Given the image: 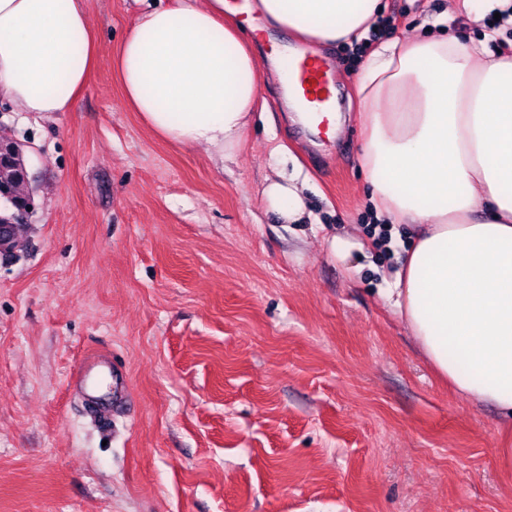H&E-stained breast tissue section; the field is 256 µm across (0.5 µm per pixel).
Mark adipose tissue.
<instances>
[{"instance_id": "1", "label": "adipose tissue", "mask_w": 512, "mask_h": 512, "mask_svg": "<svg viewBox=\"0 0 512 512\" xmlns=\"http://www.w3.org/2000/svg\"><path fill=\"white\" fill-rule=\"evenodd\" d=\"M226 0L150 7L116 65L148 129L231 159L245 142L263 71L224 20ZM381 0H259L262 19L312 44L361 38ZM94 60L87 0H0V100L67 112ZM362 165L380 216L417 226L390 293L436 374L512 418V60L452 33L381 45L359 84ZM305 186L269 180L266 204L304 220Z\"/></svg>"}]
</instances>
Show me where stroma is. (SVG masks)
Here are the masks:
<instances>
[{
	"instance_id": "stroma-1",
	"label": "stroma",
	"mask_w": 512,
	"mask_h": 512,
	"mask_svg": "<svg viewBox=\"0 0 512 512\" xmlns=\"http://www.w3.org/2000/svg\"><path fill=\"white\" fill-rule=\"evenodd\" d=\"M169 2L88 0L97 60L72 111L0 101L35 204L0 260V512H512V423L435 373L387 296L416 228L377 238L358 96L381 41L449 31L506 55L512 22L488 0H382L389 27L322 47L337 137L271 77L223 163L124 99L122 39ZM278 173L306 183L307 223L269 210ZM94 351L123 374L105 422L68 389Z\"/></svg>"
}]
</instances>
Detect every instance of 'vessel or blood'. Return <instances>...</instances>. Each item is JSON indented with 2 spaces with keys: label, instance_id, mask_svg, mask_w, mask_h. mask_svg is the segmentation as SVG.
<instances>
[{
  "label": "vessel or blood",
  "instance_id": "b4317fda",
  "mask_svg": "<svg viewBox=\"0 0 512 512\" xmlns=\"http://www.w3.org/2000/svg\"><path fill=\"white\" fill-rule=\"evenodd\" d=\"M292 78L289 86L291 96L299 98L307 107V118L316 126L329 125L328 108L332 104V88L335 84L333 71L326 59L317 50L308 47L290 59ZM107 365L99 354L86 355L71 374L80 387H87L91 377Z\"/></svg>",
  "mask_w": 512,
  "mask_h": 512
}]
</instances>
